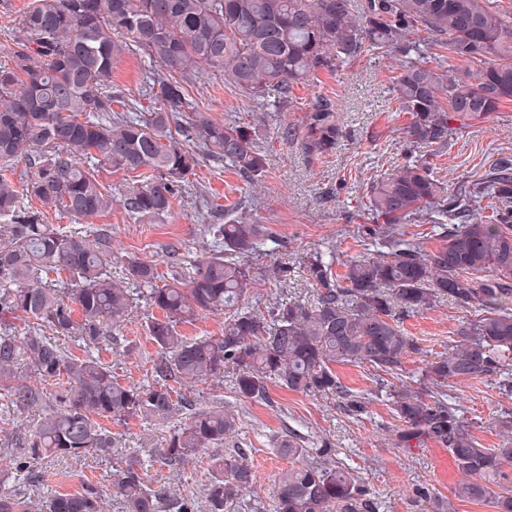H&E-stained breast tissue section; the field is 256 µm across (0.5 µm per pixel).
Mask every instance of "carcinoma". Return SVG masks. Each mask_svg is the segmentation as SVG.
I'll use <instances>...</instances> for the list:
<instances>
[{"instance_id": "cac0c4a2", "label": "carcinoma", "mask_w": 512, "mask_h": 512, "mask_svg": "<svg viewBox=\"0 0 512 512\" xmlns=\"http://www.w3.org/2000/svg\"><path fill=\"white\" fill-rule=\"evenodd\" d=\"M425 30L450 58L476 73L446 74L410 58L409 34ZM403 57L394 91L410 146L440 151L452 120L485 118L512 102V13L494 0H32L18 23L11 63L0 64V163L21 159L18 185L0 174V391L17 406L36 405L40 392L15 385L25 368L61 384L56 404L19 443L16 472L23 487L0 486V512H101L94 487L46 494L27 474V461L109 455L123 433L102 425L130 420L162 425L189 411L161 448L145 460L125 455L110 485L122 512H376L353 471L330 458L306 460L309 450L293 434L277 452L299 460L278 483L271 507L249 502L256 475L244 448L211 458L202 494L175 496L145 481L153 465L175 467L224 445L237 431L247 403L269 399V385L326 399H349L334 366L361 363L375 372L398 422L395 447L409 452L432 441L448 449L470 477L453 494L512 512V412L494 418L501 443L484 448L448 399V387L512 374V155L491 165L490 176L449 192L429 164L408 160L368 192L372 223L366 236L376 249L355 257L344 274L334 260H303L315 300L280 299L271 314L249 306L257 271L253 260L273 251V230L248 211L224 215L204 232L211 242L190 266L179 247L168 257L181 266L161 283L157 265L131 257L126 277L112 278V254L102 250L108 230L95 239L41 223L48 211L83 219L112 211V191L99 168L133 174L120 205L139 223L168 217L173 200L194 189L190 176L204 149L250 181L260 183L265 155L250 124L219 122L205 111L184 112L187 84L209 70L224 85L265 107L292 100L294 86L319 70H336L367 49ZM137 54L155 66L154 106L144 109L112 94L115 65ZM336 101L313 96L301 131L285 127L319 159L343 137ZM489 199L491 214L471 201ZM37 203L24 206L22 200ZM401 224H435L440 244L426 251L405 239ZM66 274L65 287L41 274ZM288 286L293 267L268 270ZM160 311L146 324L158 349L156 383L127 386L90 355L69 353L61 340L88 348L124 323L137 299ZM474 314L465 318L448 352L425 363L411 386L389 380L402 359L419 351L399 315L421 313L445 301ZM21 313L27 330L9 316ZM224 315L218 337L187 338L179 327ZM52 335H44V329ZM229 376L235 403L198 411L175 402L167 381L207 382Z\"/></svg>"}]
</instances>
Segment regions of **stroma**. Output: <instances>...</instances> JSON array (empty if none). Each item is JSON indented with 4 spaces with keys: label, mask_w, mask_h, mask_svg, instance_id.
I'll return each instance as SVG.
<instances>
[{
    "label": "stroma",
    "mask_w": 512,
    "mask_h": 512,
    "mask_svg": "<svg viewBox=\"0 0 512 512\" xmlns=\"http://www.w3.org/2000/svg\"><path fill=\"white\" fill-rule=\"evenodd\" d=\"M398 66L396 56L366 51L346 62L338 72H322L313 84L296 86L294 107L263 121L267 166L259 185H249L223 163L206 160L194 177L202 195L177 197L163 223H133L118 205L103 218L76 219L53 213L47 221L63 231L87 233L108 225L113 278L124 277L126 259L137 256L155 260L162 280L167 281L175 270L165 253L166 246L178 245L193 254L200 252L204 225L223 223L225 211L250 203L257 218L271 225L282 243L279 251L261 257V264L278 260L296 265L294 282L284 294L313 301L314 294L299 270L300 263L310 255H332L336 258L335 271L343 272L346 263L361 252L358 229L369 221L366 204L371 186L392 173L408 156L428 161L433 171L456 188L471 176L488 171L495 153H512V102L485 118L451 121L452 133L444 154H432L426 147L411 149L404 134L408 119L400 112L393 92ZM149 77L147 62L130 55L114 69L112 87L126 100L146 108L151 104ZM316 94L335 99L344 137L331 155L311 160L303 154L298 140H283L278 128L300 126V106ZM201 107L208 108L220 121H259L250 102L225 87L220 75L213 71L206 72L193 85L187 99L188 110ZM151 313V307L137 301L128 320L98 346L101 360L111 366L123 384L142 387L152 381L151 366L157 350L145 329ZM462 318V311L448 302L403 317L401 326L419 351L404 358L401 379L410 380L428 360L447 352ZM336 373L353 395L364 398L362 411L351 412L338 401L277 386L270 389V402L243 410L237 434L226 439L224 445L248 450L256 471L255 494L262 501H269L281 473L292 467L291 459L277 454L276 445L293 429L300 433L306 448L352 468L363 490L377 501L379 512H419L415 502L422 487L428 488L431 495L450 497L465 476L454 466L447 449L431 443L408 453L395 448L392 434L396 422L387 401L376 392L372 371L361 364H340ZM173 388L200 408L219 407L234 398L226 377L206 383L177 382ZM450 392L483 447H496L500 437L494 418L501 411L512 410V396L501 394L495 382L486 380L462 382L453 385ZM43 411L40 405L9 407L0 399V480L6 486L14 484V467L5 450L14 436L34 429ZM184 422L185 416L180 413L162 425L129 423L125 428L126 446L147 453L161 447L169 433ZM119 461L116 454L89 456L79 463L48 457L37 463L36 470L45 490L52 493H73L88 485L104 491L112 467ZM209 470V457L202 454L175 468L149 467L147 482L177 494H198L208 481Z\"/></svg>",
    "instance_id": "obj_1"
}]
</instances>
